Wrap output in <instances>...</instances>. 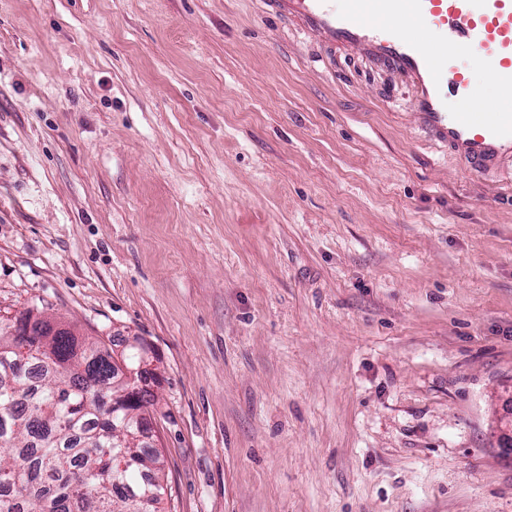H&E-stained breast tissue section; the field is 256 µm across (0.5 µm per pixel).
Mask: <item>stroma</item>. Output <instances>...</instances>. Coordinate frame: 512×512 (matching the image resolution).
Here are the masks:
<instances>
[{"label": "stroma", "instance_id": "1", "mask_svg": "<svg viewBox=\"0 0 512 512\" xmlns=\"http://www.w3.org/2000/svg\"><path fill=\"white\" fill-rule=\"evenodd\" d=\"M147 342L161 512H512V160L261 0H0V322Z\"/></svg>", "mask_w": 512, "mask_h": 512}]
</instances>
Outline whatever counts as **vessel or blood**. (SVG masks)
<instances>
[{
  "label": "vessel or blood",
  "mask_w": 512,
  "mask_h": 512,
  "mask_svg": "<svg viewBox=\"0 0 512 512\" xmlns=\"http://www.w3.org/2000/svg\"><path fill=\"white\" fill-rule=\"evenodd\" d=\"M263 0L272 17L289 15L309 36L359 48L409 79L422 126L438 143L482 167L512 158V112L449 113L445 86L472 97L459 46L477 53L500 94L512 98V0ZM452 27L458 44L436 47L419 29Z\"/></svg>",
  "instance_id": "1"
}]
</instances>
